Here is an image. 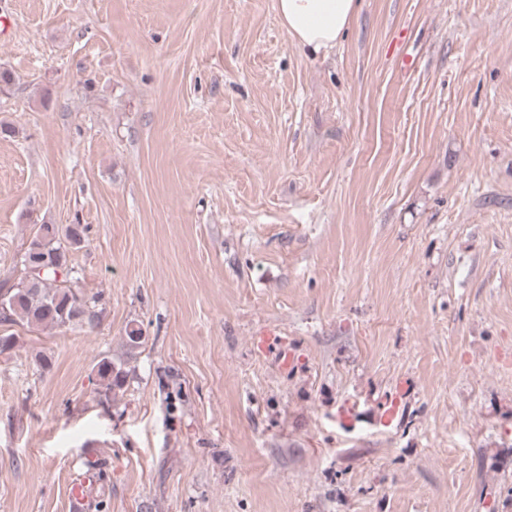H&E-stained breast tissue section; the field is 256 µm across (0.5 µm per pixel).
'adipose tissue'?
Returning a JSON list of instances; mask_svg holds the SVG:
<instances>
[{
	"instance_id": "1",
	"label": "adipose tissue",
	"mask_w": 512,
	"mask_h": 512,
	"mask_svg": "<svg viewBox=\"0 0 512 512\" xmlns=\"http://www.w3.org/2000/svg\"><path fill=\"white\" fill-rule=\"evenodd\" d=\"M358 0H275L290 37L318 53L336 46L357 13Z\"/></svg>"
}]
</instances>
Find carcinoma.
I'll return each mask as SVG.
<instances>
[{
    "mask_svg": "<svg viewBox=\"0 0 512 512\" xmlns=\"http://www.w3.org/2000/svg\"><path fill=\"white\" fill-rule=\"evenodd\" d=\"M83 242L79 224L39 225L24 252L23 275L16 281H0V323L42 330L96 325V300L79 295L69 280V252ZM95 369L102 387L99 402L107 403L125 387L130 370L109 356L102 357Z\"/></svg>",
    "mask_w": 512,
    "mask_h": 512,
    "instance_id": "carcinoma-1",
    "label": "carcinoma"
}]
</instances>
